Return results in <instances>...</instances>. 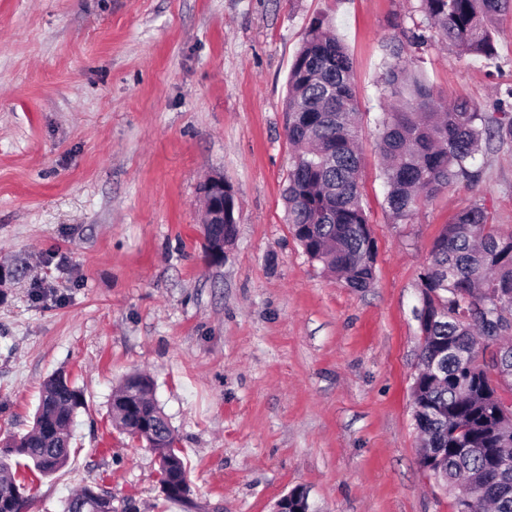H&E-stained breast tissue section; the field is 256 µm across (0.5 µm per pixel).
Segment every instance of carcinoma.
<instances>
[{
	"label": "carcinoma",
	"mask_w": 512,
	"mask_h": 512,
	"mask_svg": "<svg viewBox=\"0 0 512 512\" xmlns=\"http://www.w3.org/2000/svg\"><path fill=\"white\" fill-rule=\"evenodd\" d=\"M429 28L463 53L497 65L493 20L512 14V0H421ZM331 25L314 19L288 75L285 101L291 157L284 189L287 221L306 255L360 291L373 286L376 251L359 185V103L352 63ZM407 45L391 46L385 83L379 150L388 187L386 207L401 223L413 220L425 202L457 185L483 177L476 158L482 147L512 144V111L484 112L467 101L451 104L408 70ZM420 328L424 369L414 379L416 428L425 436L422 454H438L443 486L458 495L457 481L472 482L469 512L489 506L512 512V466L498 470L484 448H508L512 457V406L493 383L498 367L512 370V351L494 349L512 337V232L490 224L483 203L461 210L435 240L421 274ZM153 381L127 376L112 398L110 414L126 434L157 456L160 483L174 477L189 485L181 449L168 419L152 398ZM83 405L80 390L61 373L48 378L32 429L0 449V512H20L24 480L12 467L46 476L70 456L72 427ZM17 461H11V457ZM99 494L112 512V493L86 487L73 502Z\"/></svg>",
	"instance_id": "obj_1"
}]
</instances>
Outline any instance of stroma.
<instances>
[{"label": "stroma", "instance_id": "35a3bbf8", "mask_svg": "<svg viewBox=\"0 0 512 512\" xmlns=\"http://www.w3.org/2000/svg\"><path fill=\"white\" fill-rule=\"evenodd\" d=\"M327 16L353 61L359 172L376 280L359 292L309 259L288 222L291 62ZM420 0H0V444L27 433L42 383L83 396L68 464L26 475L25 512H61L86 485L125 512H453L420 466L412 384L419 277L469 204L512 231V148L477 157L478 186L392 223L378 150L387 47L425 30L409 67L482 110L499 67L426 31ZM236 192L224 258L203 247L200 187ZM148 373L189 471L167 500L157 459L114 429L112 393Z\"/></svg>", "mask_w": 512, "mask_h": 512}]
</instances>
